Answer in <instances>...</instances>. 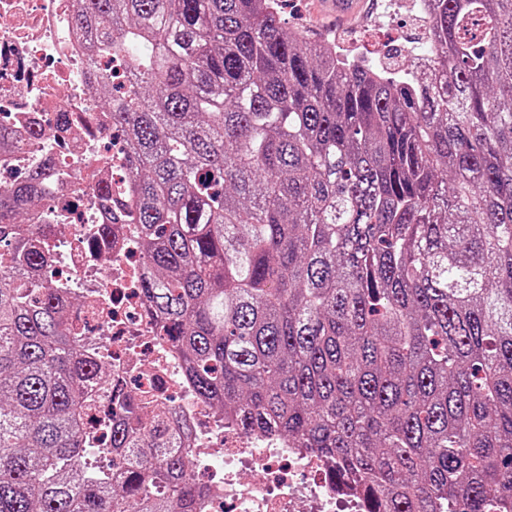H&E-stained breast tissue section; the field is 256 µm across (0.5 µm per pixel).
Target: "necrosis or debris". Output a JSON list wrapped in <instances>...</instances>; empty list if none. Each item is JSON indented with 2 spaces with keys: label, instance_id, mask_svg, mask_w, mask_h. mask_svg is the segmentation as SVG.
I'll list each match as a JSON object with an SVG mask.
<instances>
[{
  "label": "necrosis or debris",
  "instance_id": "1",
  "mask_svg": "<svg viewBox=\"0 0 512 512\" xmlns=\"http://www.w3.org/2000/svg\"><path fill=\"white\" fill-rule=\"evenodd\" d=\"M81 0H0V126L15 134L0 152V187L43 168L46 190L27 221L47 225L42 273L75 297L69 322L87 337L116 386L147 407H163L185 438L194 468L206 471L199 512H371L366 492L340 479L335 463L278 436L241 432L194 393L180 354L159 336L140 289L138 226L107 221L100 186L133 199L127 145L113 129L86 76L90 57L76 37ZM108 395L91 392L84 412L87 454L107 450Z\"/></svg>",
  "mask_w": 512,
  "mask_h": 512
}]
</instances>
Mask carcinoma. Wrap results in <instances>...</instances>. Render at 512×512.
<instances>
[{"instance_id": "carcinoma-1", "label": "carcinoma", "mask_w": 512, "mask_h": 512, "mask_svg": "<svg viewBox=\"0 0 512 512\" xmlns=\"http://www.w3.org/2000/svg\"><path fill=\"white\" fill-rule=\"evenodd\" d=\"M284 0H83L128 145L143 293L198 397L329 457L380 512H512V0H428L423 66L290 31ZM0 189V512H195L166 413L112 389ZM88 398V406L84 410V424L89 436V444L86 448L87 456L95 457L102 453H112V448H107L109 444L106 434L101 431V424L112 417V406L115 405L110 400L108 394L96 392L95 387L91 390Z\"/></svg>"}]
</instances>
